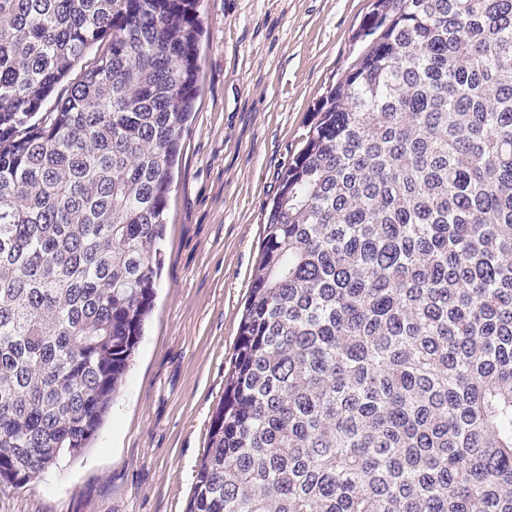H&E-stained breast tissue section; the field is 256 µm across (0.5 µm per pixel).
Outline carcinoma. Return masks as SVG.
<instances>
[{
	"label": "carcinoma",
	"instance_id": "1",
	"mask_svg": "<svg viewBox=\"0 0 512 512\" xmlns=\"http://www.w3.org/2000/svg\"><path fill=\"white\" fill-rule=\"evenodd\" d=\"M199 7L0 0V489L90 447L140 342ZM186 512H512V0L372 3L267 210Z\"/></svg>",
	"mask_w": 512,
	"mask_h": 512
}]
</instances>
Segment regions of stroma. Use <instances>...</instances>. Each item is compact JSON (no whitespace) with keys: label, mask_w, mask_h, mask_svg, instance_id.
<instances>
[{"label":"stroma","mask_w":512,"mask_h":512,"mask_svg":"<svg viewBox=\"0 0 512 512\" xmlns=\"http://www.w3.org/2000/svg\"><path fill=\"white\" fill-rule=\"evenodd\" d=\"M371 0H201L154 308L91 448L0 512H186L282 170Z\"/></svg>","instance_id":"stroma-1"}]
</instances>
